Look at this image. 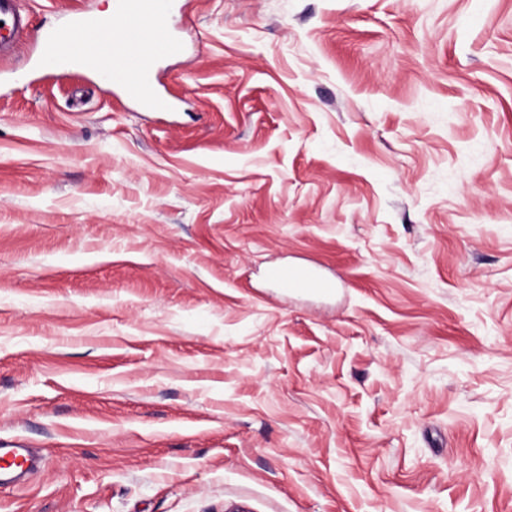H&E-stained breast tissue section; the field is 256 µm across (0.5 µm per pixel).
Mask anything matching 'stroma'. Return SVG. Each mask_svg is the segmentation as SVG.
I'll return each mask as SVG.
<instances>
[{
    "instance_id": "stroma-1",
    "label": "stroma",
    "mask_w": 512,
    "mask_h": 512,
    "mask_svg": "<svg viewBox=\"0 0 512 512\" xmlns=\"http://www.w3.org/2000/svg\"><path fill=\"white\" fill-rule=\"evenodd\" d=\"M175 4L166 112L0 57V512H512V0ZM266 278L278 288L296 293H330L336 288L334 281L324 278L311 267L270 266ZM0 487L20 485L39 464L36 453L24 445L0 443Z\"/></svg>"
}]
</instances>
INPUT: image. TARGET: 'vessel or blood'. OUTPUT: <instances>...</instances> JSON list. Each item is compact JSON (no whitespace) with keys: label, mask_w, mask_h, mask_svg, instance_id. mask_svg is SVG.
<instances>
[{"label":"vessel or blood","mask_w":512,"mask_h":512,"mask_svg":"<svg viewBox=\"0 0 512 512\" xmlns=\"http://www.w3.org/2000/svg\"><path fill=\"white\" fill-rule=\"evenodd\" d=\"M171 0H118V24L81 12L68 27L38 32L37 64L64 75L85 70L102 76L146 108L165 112L169 100L153 83L158 60L179 51L181 43L168 24ZM92 32V39L74 48V31ZM28 22L18 0H0V53L12 52L26 39ZM266 278L277 287L296 293H329L334 281L310 267L271 266ZM39 464L36 453L25 445L0 443V487L20 485Z\"/></svg>","instance_id":"vessel-or-blood-1"}]
</instances>
